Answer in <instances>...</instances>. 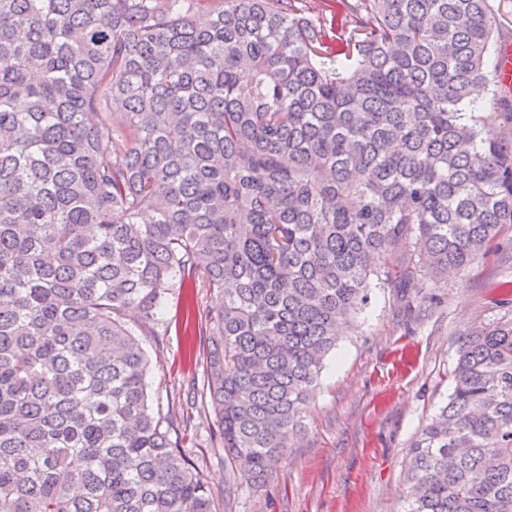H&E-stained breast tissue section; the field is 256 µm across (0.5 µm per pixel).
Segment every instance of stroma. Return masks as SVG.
<instances>
[{
  "mask_svg": "<svg viewBox=\"0 0 512 512\" xmlns=\"http://www.w3.org/2000/svg\"><path fill=\"white\" fill-rule=\"evenodd\" d=\"M504 270L491 260L450 274L433 308L410 310L393 289L371 288L325 360L302 433L260 488L236 480L223 449L209 445L214 415L193 406L206 390L209 338L200 322H187L183 298L169 294L155 335L143 339L150 392L161 411L190 414L181 450L205 473L216 512H403L407 450L452 391L461 334L505 314L493 290Z\"/></svg>",
  "mask_w": 512,
  "mask_h": 512,
  "instance_id": "1",
  "label": "stroma"
}]
</instances>
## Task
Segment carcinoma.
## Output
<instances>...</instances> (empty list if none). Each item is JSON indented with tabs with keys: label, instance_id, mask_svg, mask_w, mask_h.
<instances>
[{
	"label": "carcinoma",
	"instance_id": "cac0c4a2",
	"mask_svg": "<svg viewBox=\"0 0 512 512\" xmlns=\"http://www.w3.org/2000/svg\"><path fill=\"white\" fill-rule=\"evenodd\" d=\"M334 3L0 0V512H215L150 396L174 289L224 296L201 408L259 485L374 283L512 251L491 0ZM451 378L405 512H512V317Z\"/></svg>",
	"mask_w": 512,
	"mask_h": 512
}]
</instances>
